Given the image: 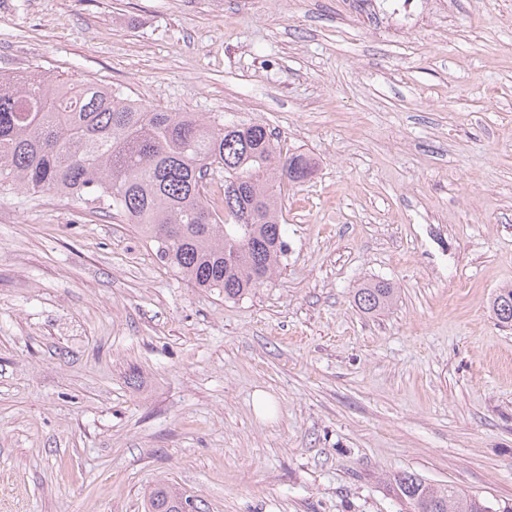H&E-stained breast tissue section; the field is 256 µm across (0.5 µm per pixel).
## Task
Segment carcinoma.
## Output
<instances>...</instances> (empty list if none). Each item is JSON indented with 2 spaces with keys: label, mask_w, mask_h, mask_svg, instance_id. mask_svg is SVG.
I'll use <instances>...</instances> for the list:
<instances>
[{
  "label": "carcinoma",
  "mask_w": 512,
  "mask_h": 512,
  "mask_svg": "<svg viewBox=\"0 0 512 512\" xmlns=\"http://www.w3.org/2000/svg\"><path fill=\"white\" fill-rule=\"evenodd\" d=\"M314 169L307 154L283 153L261 123L152 109L39 69L0 81V193L102 207L134 225L165 266L226 300L255 291L287 256L278 199ZM354 298L361 311L380 313L394 289L365 283ZM491 310L498 323L512 325V288L494 295ZM393 481L412 512H493L476 495L414 473ZM185 501L158 483L147 512H180Z\"/></svg>",
  "instance_id": "1"
}]
</instances>
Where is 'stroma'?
I'll list each match as a JSON object with an SVG mask.
<instances>
[{
  "instance_id": "35a3bbf8",
  "label": "stroma",
  "mask_w": 512,
  "mask_h": 512,
  "mask_svg": "<svg viewBox=\"0 0 512 512\" xmlns=\"http://www.w3.org/2000/svg\"><path fill=\"white\" fill-rule=\"evenodd\" d=\"M222 2L0 0V79L259 122L315 163L236 301L106 212L0 194V512H144L162 479L197 512H406L404 471L512 501V0L403 35L349 0ZM376 281L394 304L361 312ZM357 307L365 313H380L390 307L394 298V288L388 284L365 283L357 288L355 295ZM491 310L499 324L512 325V288H502L494 295Z\"/></svg>"
}]
</instances>
